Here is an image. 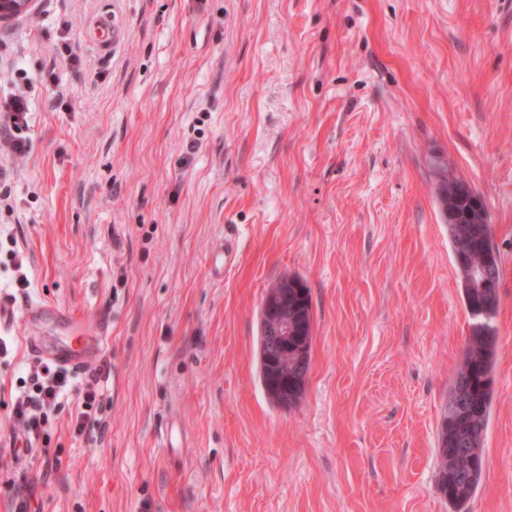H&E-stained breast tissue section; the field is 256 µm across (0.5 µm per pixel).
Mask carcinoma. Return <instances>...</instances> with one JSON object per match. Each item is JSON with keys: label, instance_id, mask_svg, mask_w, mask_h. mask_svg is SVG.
<instances>
[{"label": "carcinoma", "instance_id": "obj_1", "mask_svg": "<svg viewBox=\"0 0 512 512\" xmlns=\"http://www.w3.org/2000/svg\"><path fill=\"white\" fill-rule=\"evenodd\" d=\"M455 209L459 213V223L448 225V239L451 255H462L469 262L478 266L490 264L495 280H500V259L497 251H487L481 239L488 236L492 228L486 224H474L472 218L477 216L476 205L471 195L460 192ZM465 308L478 306L485 311L487 321L483 324L471 325L470 335L464 349V358L461 367L456 373L450 390L448 414L441 423L438 436L437 456L440 460L437 482L442 484V496L454 512H468L483 476V467L475 468L468 480L461 484L454 480L455 452L457 437L461 424L457 420L459 410L454 405L457 394H462L472 405L476 420L469 431L471 440L475 445L483 446L490 413L492 408V395L494 385V362L497 350V337L490 324L499 306V292L484 294L460 283ZM288 314L297 318L302 326L304 336L298 347L304 349L300 356L295 354L288 358V367L280 371L288 372V377L309 372V350L311 345V298L307 287L292 290L288 299Z\"/></svg>", "mask_w": 512, "mask_h": 512}]
</instances>
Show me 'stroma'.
Returning a JSON list of instances; mask_svg holds the SVG:
<instances>
[{"instance_id":"35a3bbf8","label":"stroma","mask_w":512,"mask_h":512,"mask_svg":"<svg viewBox=\"0 0 512 512\" xmlns=\"http://www.w3.org/2000/svg\"><path fill=\"white\" fill-rule=\"evenodd\" d=\"M16 84L0 284L16 248L31 285L0 315V448L27 334L67 337L31 302L107 336L105 430L79 435L64 397L0 472V512H452L436 448L471 320L439 163L484 197L501 269L469 512H512V0H37L0 24V94ZM284 277L312 315L291 408L260 373ZM0 130L5 134L7 150L10 154L22 155L27 145L20 135L28 126L29 100L23 93L12 94L0 101ZM3 112V113H2Z\"/></svg>"}]
</instances>
